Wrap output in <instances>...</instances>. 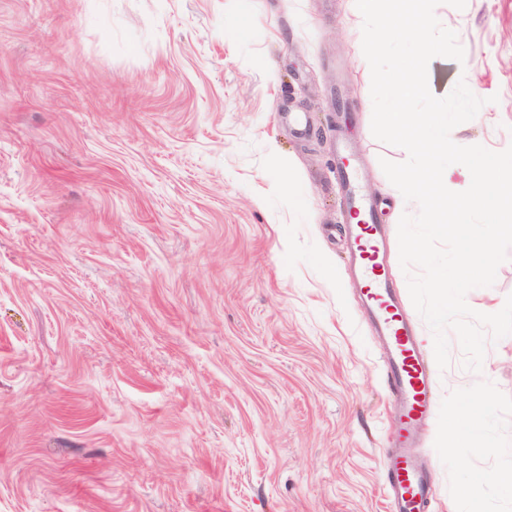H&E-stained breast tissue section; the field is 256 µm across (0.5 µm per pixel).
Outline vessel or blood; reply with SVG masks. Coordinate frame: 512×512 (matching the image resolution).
<instances>
[{
	"instance_id": "b4317fda",
	"label": "vessel or blood",
	"mask_w": 512,
	"mask_h": 512,
	"mask_svg": "<svg viewBox=\"0 0 512 512\" xmlns=\"http://www.w3.org/2000/svg\"><path fill=\"white\" fill-rule=\"evenodd\" d=\"M336 171L346 201L348 236L356 289L377 336L386 344V384L394 401L396 424L387 461L393 512H426L433 498L430 477L413 450L431 412L432 372L403 314L385 257L391 248L371 199L363 194L356 163L348 152L337 157Z\"/></svg>"
}]
</instances>
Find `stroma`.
Segmentation results:
<instances>
[{
    "mask_svg": "<svg viewBox=\"0 0 512 512\" xmlns=\"http://www.w3.org/2000/svg\"><path fill=\"white\" fill-rule=\"evenodd\" d=\"M512 145V0L442 4ZM355 0H0V512H390L386 354L349 290L336 130L396 230ZM307 115L299 133L293 118ZM389 266L426 359L434 335ZM512 258L469 307L500 311ZM419 449L432 512H512V335L458 342ZM489 416L447 444L479 386Z\"/></svg>",
    "mask_w": 512,
    "mask_h": 512,
    "instance_id": "35a3bbf8",
    "label": "stroma"
}]
</instances>
